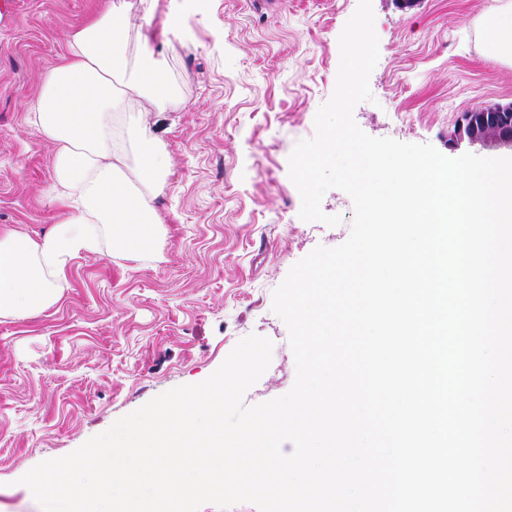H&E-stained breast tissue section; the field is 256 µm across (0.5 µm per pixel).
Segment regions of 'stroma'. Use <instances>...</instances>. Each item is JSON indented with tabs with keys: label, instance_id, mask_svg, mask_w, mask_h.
<instances>
[{
	"label": "stroma",
	"instance_id": "obj_1",
	"mask_svg": "<svg viewBox=\"0 0 512 512\" xmlns=\"http://www.w3.org/2000/svg\"><path fill=\"white\" fill-rule=\"evenodd\" d=\"M102 0H0V234L50 232L51 149L25 121L42 77L63 52L65 28ZM507 0H372L379 59L371 100L354 109L376 138L430 144L456 158L508 157L455 137L461 113L512 102V64L488 57L482 18ZM358 0H207L167 63L182 95L147 113L169 153L155 207L154 254L82 253L49 308L0 317V512H42L20 479L65 456L175 387L214 373L237 343H273L248 389L255 405L296 376L274 290L317 246L346 241L350 197L321 202L338 225L300 218L288 175L298 141L335 88L339 37Z\"/></svg>",
	"mask_w": 512,
	"mask_h": 512
}]
</instances>
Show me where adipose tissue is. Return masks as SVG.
Segmentation results:
<instances>
[{
    "label": "adipose tissue",
    "mask_w": 512,
    "mask_h": 512,
    "mask_svg": "<svg viewBox=\"0 0 512 512\" xmlns=\"http://www.w3.org/2000/svg\"><path fill=\"white\" fill-rule=\"evenodd\" d=\"M488 54L512 61V5L485 15ZM163 54L123 0L64 33L60 61L44 75L27 113L52 149L50 194L65 219L39 238L0 235V316L45 310L62 296L79 253L135 259L153 251L161 227L154 201L169 157L144 122L178 98Z\"/></svg>",
    "instance_id": "obj_1"
}]
</instances>
